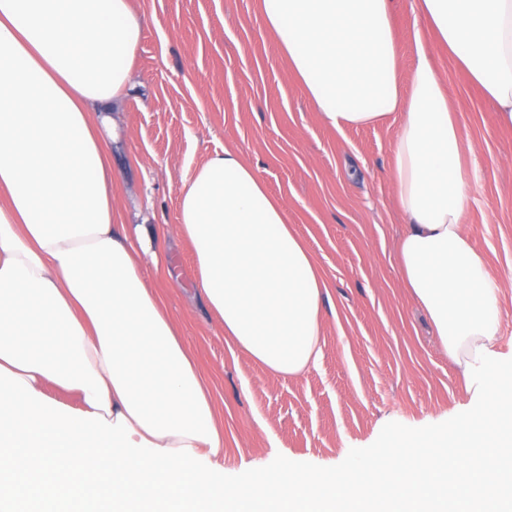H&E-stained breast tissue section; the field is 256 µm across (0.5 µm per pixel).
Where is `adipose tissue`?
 <instances>
[{
  "mask_svg": "<svg viewBox=\"0 0 512 512\" xmlns=\"http://www.w3.org/2000/svg\"><path fill=\"white\" fill-rule=\"evenodd\" d=\"M415 5L405 75L392 0H260L327 127L397 118L400 284L474 406L450 434L396 425L337 466L228 469L206 378L145 273L152 231L128 223L112 171L134 0H0V512H512L502 284L464 228L474 146L429 53L447 49L512 125V0ZM178 200L174 233L226 340L275 376L316 364L326 277L259 168L225 148Z\"/></svg>",
  "mask_w": 512,
  "mask_h": 512,
  "instance_id": "ef3b65f1",
  "label": "adipose tissue"
}]
</instances>
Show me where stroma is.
<instances>
[{
    "instance_id": "stroma-1",
    "label": "stroma",
    "mask_w": 512,
    "mask_h": 512,
    "mask_svg": "<svg viewBox=\"0 0 512 512\" xmlns=\"http://www.w3.org/2000/svg\"><path fill=\"white\" fill-rule=\"evenodd\" d=\"M142 37L134 87L112 142L123 204L168 234L162 289L224 410V464L341 463L382 438L384 423L422 427L468 401L458 366L401 288L397 242L405 217L390 179L396 123L325 127L276 50L259 0H136ZM479 183L466 214L475 248L496 277L512 276V128L435 48ZM233 146L282 197L325 272L324 343L316 366L278 378L230 346L195 297L192 249L173 239L177 190L208 156Z\"/></svg>"
}]
</instances>
